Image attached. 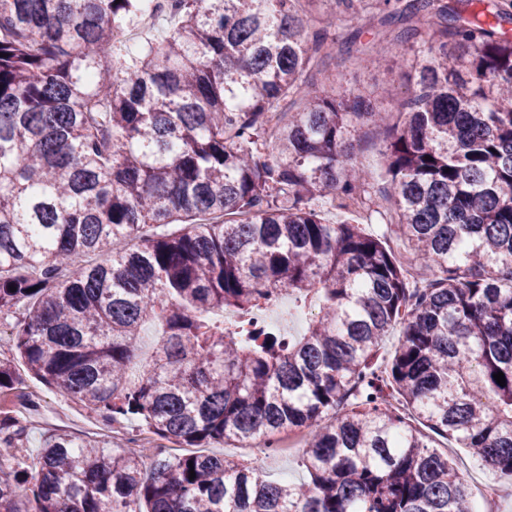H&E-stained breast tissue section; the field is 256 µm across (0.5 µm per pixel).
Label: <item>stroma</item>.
<instances>
[{
	"label": "stroma",
	"mask_w": 512,
	"mask_h": 512,
	"mask_svg": "<svg viewBox=\"0 0 512 512\" xmlns=\"http://www.w3.org/2000/svg\"><path fill=\"white\" fill-rule=\"evenodd\" d=\"M384 62L361 66L348 57L336 56L328 64L329 71L337 76L336 90L341 94L361 93L370 97L379 110H393L404 97L406 61L410 56L407 46L393 45L386 51ZM394 85L392 95H384L387 85ZM384 134L381 129L369 122H361L356 127L353 150L358 161L370 173L371 187H378L381 181L378 174L383 166L381 151ZM19 383L15 390L0 394V412L10 410L21 418L25 429L20 449L6 448L0 455L16 457L22 466L34 468L46 437L65 432L80 439L93 438L107 441L129 450L141 451L145 461H152L154 451L166 449L169 456L185 455V448L156 435L144 422L138 420L106 421L94 412L67 398L60 396L33 377L24 364H17ZM287 435H279L271 442H258L246 446L228 442L208 446V454L218 457L250 461L262 459L267 476L273 480H288L302 483L308 474L301 464V450H287ZM436 444L448 452L461 478L466 479L470 490H478L482 485H496L501 489L488 507V512H512V493L508 483L499 474L490 471L474 460L466 449L457 447L455 442L440 438Z\"/></svg>",
	"instance_id": "stroma-1"
}]
</instances>
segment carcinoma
<instances>
[{
    "mask_svg": "<svg viewBox=\"0 0 512 512\" xmlns=\"http://www.w3.org/2000/svg\"><path fill=\"white\" fill-rule=\"evenodd\" d=\"M146 10L0 0V314L25 310L35 378L107 420L191 448L307 430L310 481L56 433L34 482L0 461V512H25L24 484L35 512H473L433 436L512 481V0H171L165 38L130 46ZM389 44L412 52L396 110L326 86L332 56ZM364 118L392 235L431 279L314 207L364 200L346 147ZM281 292L317 308L301 337L224 322ZM16 382L1 359L0 391ZM20 433L0 414L1 444Z\"/></svg>",
    "mask_w": 512,
    "mask_h": 512,
    "instance_id": "cac0c4a2",
    "label": "carcinoma"
}]
</instances>
